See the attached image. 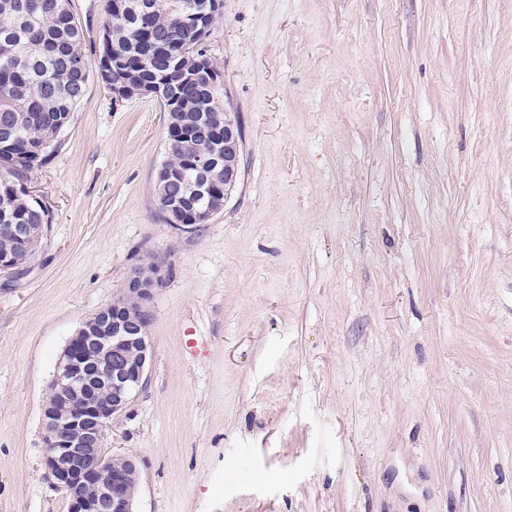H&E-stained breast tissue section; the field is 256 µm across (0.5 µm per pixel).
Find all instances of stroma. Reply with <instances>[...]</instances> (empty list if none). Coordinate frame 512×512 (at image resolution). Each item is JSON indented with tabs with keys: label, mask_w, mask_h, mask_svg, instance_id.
Returning <instances> with one entry per match:
<instances>
[{
	"label": "stroma",
	"mask_w": 512,
	"mask_h": 512,
	"mask_svg": "<svg viewBox=\"0 0 512 512\" xmlns=\"http://www.w3.org/2000/svg\"><path fill=\"white\" fill-rule=\"evenodd\" d=\"M70 4L94 55L104 0ZM205 48L243 154L199 232L154 205L160 100L94 75L28 177L52 222L0 273V512H70L42 403L155 258L104 443L136 512H512V0H224Z\"/></svg>",
	"instance_id": "35a3bbf8"
}]
</instances>
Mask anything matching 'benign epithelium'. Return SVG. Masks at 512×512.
Listing matches in <instances>:
<instances>
[{
	"instance_id": "1",
	"label": "benign epithelium",
	"mask_w": 512,
	"mask_h": 512,
	"mask_svg": "<svg viewBox=\"0 0 512 512\" xmlns=\"http://www.w3.org/2000/svg\"><path fill=\"white\" fill-rule=\"evenodd\" d=\"M112 62V100L161 95L151 81L130 82ZM221 147L199 150L191 158L189 178L195 197L186 204L176 197L161 210L164 222L180 233L198 231L200 223L182 215L192 211L212 221L218 211L212 197L228 199L237 168L218 166L225 156L240 153L233 113L224 110ZM165 275L163 263L130 268L120 297L82 322L61 353L42 406L46 477L67 491L71 512H136L132 484L139 483L137 462L129 457L116 464L102 451L114 416L142 393L148 383L153 346L149 336V303Z\"/></svg>"
}]
</instances>
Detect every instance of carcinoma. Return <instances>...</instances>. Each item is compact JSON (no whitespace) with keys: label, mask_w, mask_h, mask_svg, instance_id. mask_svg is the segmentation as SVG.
<instances>
[{"label":"carcinoma","mask_w":512,"mask_h":512,"mask_svg":"<svg viewBox=\"0 0 512 512\" xmlns=\"http://www.w3.org/2000/svg\"><path fill=\"white\" fill-rule=\"evenodd\" d=\"M106 22L119 47L118 59L139 77L167 88L181 82L177 44L194 39L174 0H128L125 15L112 14L105 0ZM82 33L69 9V0H0V152L11 161L0 176V224H29L39 232L50 222L43 205L30 197L23 181L43 166L60 145L84 96L90 66L82 51ZM196 82L180 89L186 104L180 112L206 119L224 109L223 85L207 86L202 59ZM170 153L166 166L183 174L188 156L166 126Z\"/></svg>","instance_id":"obj_1"}]
</instances>
